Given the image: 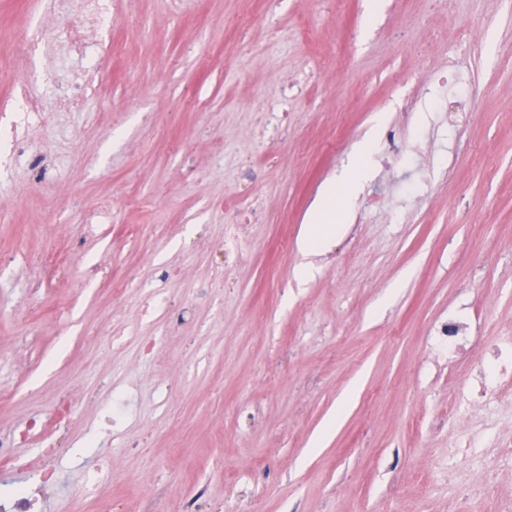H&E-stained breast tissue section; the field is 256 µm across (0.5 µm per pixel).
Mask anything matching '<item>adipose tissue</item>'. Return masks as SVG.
<instances>
[{
    "instance_id": "1",
    "label": "adipose tissue",
    "mask_w": 512,
    "mask_h": 512,
    "mask_svg": "<svg viewBox=\"0 0 512 512\" xmlns=\"http://www.w3.org/2000/svg\"><path fill=\"white\" fill-rule=\"evenodd\" d=\"M365 168L361 156H354L346 173L335 182L329 183L308 217L299 247L303 253L316 254L336 230V203L345 187L355 184L363 176Z\"/></svg>"
}]
</instances>
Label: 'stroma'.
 Instances as JSON below:
<instances>
[{
  "instance_id": "35a3bbf8",
  "label": "stroma",
  "mask_w": 512,
  "mask_h": 512,
  "mask_svg": "<svg viewBox=\"0 0 512 512\" xmlns=\"http://www.w3.org/2000/svg\"><path fill=\"white\" fill-rule=\"evenodd\" d=\"M110 7L76 56L36 38L60 13L0 0V127L21 81L47 113L40 165L0 168V430L46 418L42 512H70L104 461L114 512H183L201 485L198 512H480L489 479L512 500V467L454 455L512 448V385L468 395L483 346L512 342V0ZM451 63L467 105L437 112ZM407 108L428 177L408 197L379 157ZM365 142L342 230L298 278L307 215ZM451 315L477 324L455 357L437 334ZM26 324L38 339L20 347ZM161 335L158 357L139 351ZM113 389L127 407L109 426Z\"/></svg>"
}]
</instances>
